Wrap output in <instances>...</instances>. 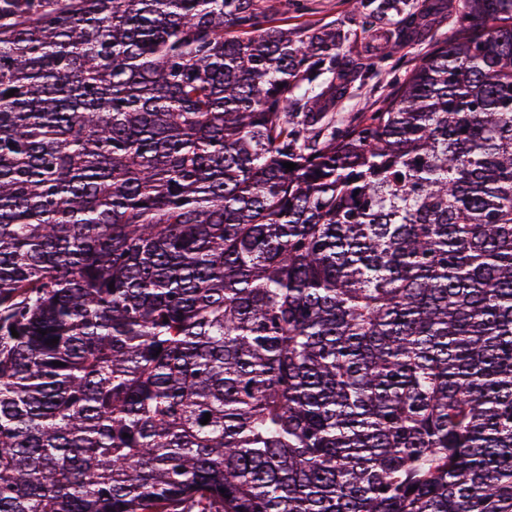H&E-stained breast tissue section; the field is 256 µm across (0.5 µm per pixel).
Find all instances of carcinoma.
<instances>
[{
    "label": "carcinoma",
    "mask_w": 512,
    "mask_h": 512,
    "mask_svg": "<svg viewBox=\"0 0 512 512\" xmlns=\"http://www.w3.org/2000/svg\"><path fill=\"white\" fill-rule=\"evenodd\" d=\"M338 39L0 0V512H512V0L339 129Z\"/></svg>",
    "instance_id": "1"
}]
</instances>
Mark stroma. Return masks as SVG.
<instances>
[{
    "label": "stroma",
    "mask_w": 512,
    "mask_h": 512,
    "mask_svg": "<svg viewBox=\"0 0 512 512\" xmlns=\"http://www.w3.org/2000/svg\"><path fill=\"white\" fill-rule=\"evenodd\" d=\"M428 0H397L398 9L382 24L389 35L391 54L378 66L368 64L367 16L352 17L348 0H259V3L288 26L335 27L340 34L336 64L350 71L344 94L327 105L329 119L337 126L350 123L359 113L374 111L390 94L396 78L412 69L435 40L444 38L461 20L460 0H441L434 11H426ZM420 18L418 34L402 36L397 23L402 18Z\"/></svg>",
    "instance_id": "35a3bbf8"
}]
</instances>
